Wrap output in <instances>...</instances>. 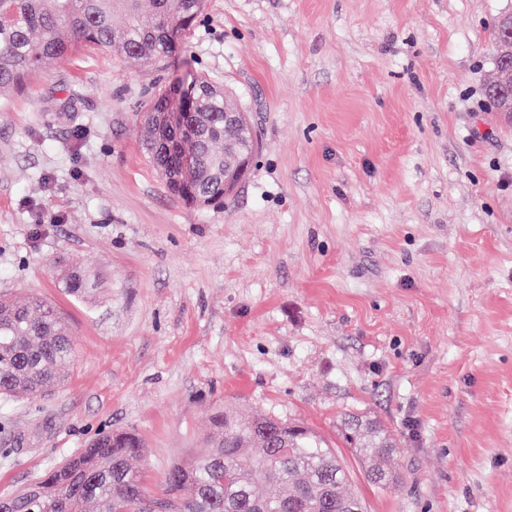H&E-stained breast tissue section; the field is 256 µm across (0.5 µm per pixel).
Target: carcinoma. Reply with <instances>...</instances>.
I'll return each mask as SVG.
<instances>
[{
	"label": "carcinoma",
	"mask_w": 512,
	"mask_h": 512,
	"mask_svg": "<svg viewBox=\"0 0 512 512\" xmlns=\"http://www.w3.org/2000/svg\"><path fill=\"white\" fill-rule=\"evenodd\" d=\"M0 0V94L24 85L80 47H90L144 64L171 57L180 33L201 14L204 0ZM122 11L126 22L112 24ZM512 15L496 22L493 74H498L512 40ZM486 95L498 112H512V85L491 78ZM188 103L187 125L194 139L176 146L164 124L171 100ZM142 121L147 157L168 189L185 205L203 207L224 200V168L233 152L246 154L224 126V88L205 76L176 82L151 98ZM195 153L194 170L183 172L180 151ZM86 271L74 268L63 288L81 297ZM50 303L0 298V398L42 395L58 381V367L72 354L69 328ZM344 440L353 447L371 485L396 488L391 464L393 438L373 419L343 418ZM143 443L133 431L95 438L79 454L35 479L33 487L0 494V512H363L348 489L349 473L336 452L312 429L271 415L242 417L215 408L203 448L173 461L151 489L133 468Z\"/></svg>",
	"instance_id": "obj_1"
}]
</instances>
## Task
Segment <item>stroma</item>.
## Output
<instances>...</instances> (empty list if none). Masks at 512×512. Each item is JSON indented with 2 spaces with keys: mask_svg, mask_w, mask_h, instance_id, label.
Returning a JSON list of instances; mask_svg holds the SVG:
<instances>
[{
  "mask_svg": "<svg viewBox=\"0 0 512 512\" xmlns=\"http://www.w3.org/2000/svg\"><path fill=\"white\" fill-rule=\"evenodd\" d=\"M510 12L205 0L171 58L80 49L0 96V296L53 302L73 345L50 393L0 399V493L117 429L156 483L227 405L312 428L365 512H512V116L485 97ZM198 75L260 144L203 209L140 139ZM347 413L393 433L402 488L364 479Z\"/></svg>",
  "mask_w": 512,
  "mask_h": 512,
  "instance_id": "35a3bbf8",
  "label": "stroma"
}]
</instances>
